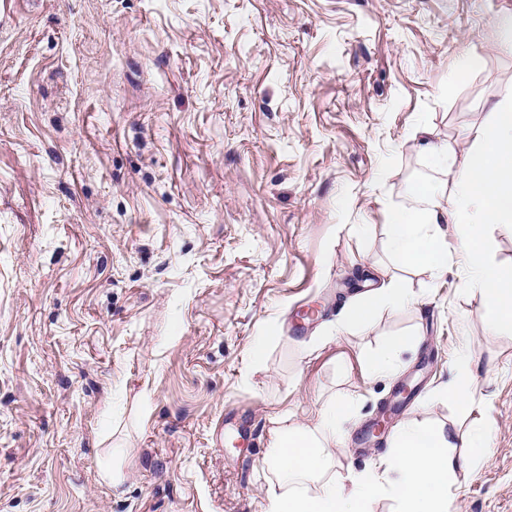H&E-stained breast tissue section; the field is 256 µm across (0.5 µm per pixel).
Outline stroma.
<instances>
[{
  "label": "stroma",
  "mask_w": 512,
  "mask_h": 512,
  "mask_svg": "<svg viewBox=\"0 0 512 512\" xmlns=\"http://www.w3.org/2000/svg\"><path fill=\"white\" fill-rule=\"evenodd\" d=\"M504 14L512 0H0V512H260L271 415L351 402L332 454L360 471L406 421L468 429L446 395L461 352L495 440L448 512H512V333L485 331L466 225L447 273H404L412 307L335 326L364 266L396 272L390 213L416 182L447 190L464 131L512 97ZM464 51L481 67L458 73ZM413 331L398 376L371 380L366 352Z\"/></svg>",
  "instance_id": "stroma-1"
}]
</instances>
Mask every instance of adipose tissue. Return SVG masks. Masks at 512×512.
Returning <instances> with one entry per match:
<instances>
[{
  "label": "adipose tissue",
  "mask_w": 512,
  "mask_h": 512,
  "mask_svg": "<svg viewBox=\"0 0 512 512\" xmlns=\"http://www.w3.org/2000/svg\"><path fill=\"white\" fill-rule=\"evenodd\" d=\"M465 138L470 157L449 192V206H442L434 184L413 186L419 206L391 214L387 249L397 266L438 275L448 269L449 225H467L460 259L487 326L493 333L512 332V274L496 264L488 237L490 225L512 223V98L498 102L488 122L467 131ZM411 304L402 281L393 277L345 307L336 329L364 328L375 308L399 311ZM416 344V338L406 336L385 341L365 357L369 377L396 376L402 353ZM469 375V360L460 357L448 392L472 418L466 435L444 423H405L394 434L381 467L343 477L330 473L331 450L343 436L347 404L329 399L302 420L289 411L275 415L268 466L276 480L266 491L263 512H374L383 498L395 502V512H447L458 472L486 458L493 440L492 427L464 390Z\"/></svg>",
  "instance_id": "adipose-tissue-1"
}]
</instances>
